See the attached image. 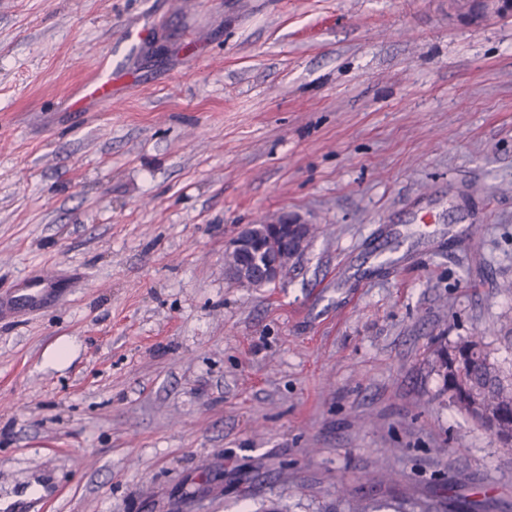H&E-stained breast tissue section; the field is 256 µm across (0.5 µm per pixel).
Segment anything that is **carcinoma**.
<instances>
[{
  "mask_svg": "<svg viewBox=\"0 0 512 512\" xmlns=\"http://www.w3.org/2000/svg\"><path fill=\"white\" fill-rule=\"evenodd\" d=\"M456 361L463 362V370H452ZM433 368L443 378L450 406L484 428L485 415L470 411L471 404L479 401L491 413L500 414V421L512 424V368H505L493 357L481 338L461 339L440 351Z\"/></svg>",
  "mask_w": 512,
  "mask_h": 512,
  "instance_id": "1",
  "label": "carcinoma"
}]
</instances>
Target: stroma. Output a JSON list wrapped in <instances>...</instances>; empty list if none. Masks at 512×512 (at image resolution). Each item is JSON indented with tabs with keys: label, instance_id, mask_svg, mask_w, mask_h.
I'll list each match as a JSON object with an SVG mask.
<instances>
[{
	"label": "stroma",
	"instance_id": "35a3bbf8",
	"mask_svg": "<svg viewBox=\"0 0 512 512\" xmlns=\"http://www.w3.org/2000/svg\"><path fill=\"white\" fill-rule=\"evenodd\" d=\"M112 105L71 112L126 26ZM316 227L275 283L225 244ZM0 512H512L437 351L512 361V19L448 0H0ZM66 352L62 364L47 354ZM262 224L265 227V236L269 245H275L276 248L281 246L282 249L288 246V253H291L289 263L302 253L305 241L310 238L313 225L299 216L288 215V213L270 218ZM295 244H298V249H294ZM253 225H248L241 229L236 236L229 240L225 248V265L227 273L233 278H236L238 260L244 256H250L259 249L261 242L257 240L253 234ZM41 301L37 291L26 290V292L19 295H13L11 297L0 296V317H3L4 313L15 312L16 304H22L28 308H35Z\"/></svg>",
	"mask_w": 512,
	"mask_h": 512
}]
</instances>
